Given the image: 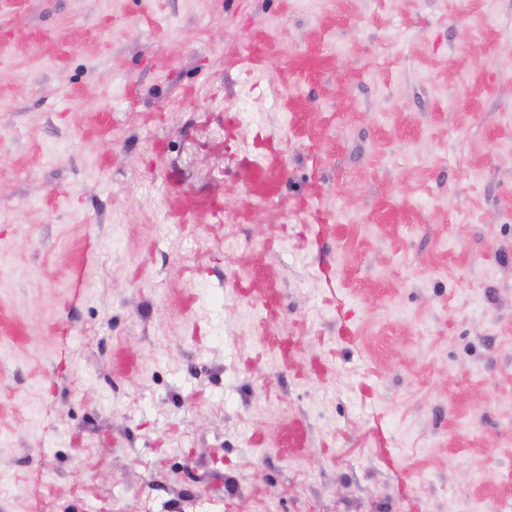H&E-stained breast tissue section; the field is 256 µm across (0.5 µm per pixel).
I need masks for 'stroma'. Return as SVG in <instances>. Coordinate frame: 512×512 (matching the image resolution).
<instances>
[{
    "instance_id": "35a3bbf8",
    "label": "stroma",
    "mask_w": 512,
    "mask_h": 512,
    "mask_svg": "<svg viewBox=\"0 0 512 512\" xmlns=\"http://www.w3.org/2000/svg\"><path fill=\"white\" fill-rule=\"evenodd\" d=\"M496 9L0 0V512H512Z\"/></svg>"
}]
</instances>
